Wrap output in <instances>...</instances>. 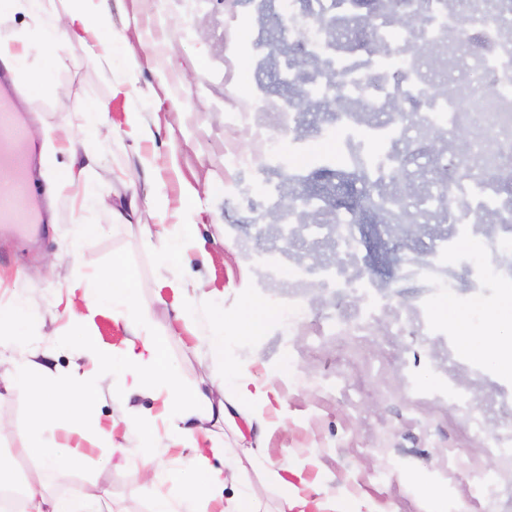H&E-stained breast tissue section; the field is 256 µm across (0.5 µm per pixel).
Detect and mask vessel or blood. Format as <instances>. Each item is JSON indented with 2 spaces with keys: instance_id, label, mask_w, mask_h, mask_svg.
<instances>
[{
  "instance_id": "vessel-or-blood-1",
  "label": "vessel or blood",
  "mask_w": 512,
  "mask_h": 512,
  "mask_svg": "<svg viewBox=\"0 0 512 512\" xmlns=\"http://www.w3.org/2000/svg\"><path fill=\"white\" fill-rule=\"evenodd\" d=\"M13 96L10 80L0 75V182L8 184L0 191V223L26 226L38 221V187L28 173L29 159L22 151L26 129L14 110Z\"/></svg>"
}]
</instances>
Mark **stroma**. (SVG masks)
<instances>
[{
	"label": "stroma",
	"instance_id": "35a3bbf8",
	"mask_svg": "<svg viewBox=\"0 0 512 512\" xmlns=\"http://www.w3.org/2000/svg\"><path fill=\"white\" fill-rule=\"evenodd\" d=\"M103 6L109 25L102 35L29 56L30 69L49 73L55 90L15 81V106L30 121L69 130L97 157L91 178L107 199L150 194L161 205L141 209L135 223L116 224L106 210L82 208L69 189L50 198L52 218L37 238L18 244L0 231V308L26 298L25 332L40 363L58 376L83 375L96 395L92 415L76 413L53 432L56 443L81 449L82 465L47 469L18 454L34 440L29 410L38 387L22 394L0 387V456L24 465L26 477L40 478L53 494L98 491L114 512H150L160 489L135 462L140 441L126 433L125 416L134 412L151 422V444L169 471L165 488L173 491L187 475L189 454L169 421L174 392L207 387L218 400L248 391L263 431L241 435L220 421L209 427L226 451L215 467L236 470L224 496L254 502L258 512H281L288 495L304 501L305 512H506L512 471L501 459L512 456V447L497 457L484 445L512 431V375L475 366L457 354V340L433 329L465 312L482 332L501 298L464 278L449 295L422 290L400 272L408 254L429 259L431 246L448 238L451 264L469 257L492 267L502 263V253L455 237L453 224L432 215L417 216L422 231L415 236L377 232L374 214L362 209L358 182L324 195L318 220L334 223L347 208L358 214L349 271L372 285L377 310L367 313L356 288L301 287L300 268L338 263L336 238L283 240L288 227L276 223L267 192L322 193L325 166L339 158L335 138L320 131L334 124L335 114L315 106L283 127L274 113H257L256 125L288 151L287 167L247 169L229 157L233 150L248 152L255 136V126L231 123L230 114L250 110L261 97L288 96L281 82L287 64H301L307 75L315 70L297 48L277 46L286 23L281 0H104ZM107 44L112 68L104 72L88 55ZM437 53L448 58L452 48L424 49L417 60L429 91L488 90V79L477 73L435 68ZM98 102L109 105L112 122L93 128L85 112ZM130 112L140 114L152 140L137 141L125 121ZM191 196L197 202L189 209ZM158 223L171 236L188 230L189 266L170 270L157 263L140 227ZM87 224L96 227L89 237ZM117 256L164 344L173 389L143 384L118 396L111 373L88 356L84 339L94 336L100 350L117 353L131 343L130 333L108 309H83L77 319L69 314L81 307L85 281L105 277ZM422 295L430 305L420 313L414 301ZM187 298L200 311L223 305L225 329L210 330L203 321L198 328L233 348L238 369L230 382L197 336L172 335L171 306ZM253 299L272 314L258 335L235 337L231 324ZM452 373L471 393L470 407L435 399ZM475 420L483 421V436L471 433ZM272 462L281 476L275 484L265 477Z\"/></svg>",
	"mask_w": 512,
	"mask_h": 512
}]
</instances>
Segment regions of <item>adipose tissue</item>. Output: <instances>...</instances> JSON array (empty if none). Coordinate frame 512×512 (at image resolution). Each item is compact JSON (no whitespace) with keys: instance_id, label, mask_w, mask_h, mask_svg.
I'll use <instances>...</instances> for the list:
<instances>
[{"instance_id":"adipose-tissue-1","label":"adipose tissue","mask_w":512,"mask_h":512,"mask_svg":"<svg viewBox=\"0 0 512 512\" xmlns=\"http://www.w3.org/2000/svg\"><path fill=\"white\" fill-rule=\"evenodd\" d=\"M47 0H0V13L19 12L27 15L35 26L34 32L12 30L0 34V63L12 67L24 63L32 51L57 47L75 36L77 31L94 33L107 25L104 9L83 7L82 0H69L65 13L48 9ZM85 305L93 309H112L122 319L131 335L137 336L140 344L128 347L120 359L101 354V365L105 370H118L115 383L117 392H125L128 381H151L164 384L169 379L163 362L161 341L153 339L143 323L144 311L137 293L131 288L120 264H113L106 282L88 280L85 285ZM503 310L497 320L483 335L472 333L468 316L460 315L452 323V329L461 347L470 355L493 364L501 373L512 374V292L503 299ZM95 396L92 389L79 377L44 394L36 400L29 413V422L35 434L33 445L27 455L41 459L51 467L79 466L81 454L65 448L46 436L53 426L69 419L76 411L92 412ZM242 413L236 398H225L220 407H213L210 397L202 390L183 394L181 404L171 416L172 425L178 426L181 438L193 442L197 431L187 427L189 419L219 420L232 423ZM224 448L194 446L189 459L190 479L183 482L174 494H163L153 503L151 512H208V506L224 487L227 477L212 467L210 457L223 455ZM25 512H112L110 505L94 496L64 498L52 494L36 478L26 482Z\"/></svg>"}]
</instances>
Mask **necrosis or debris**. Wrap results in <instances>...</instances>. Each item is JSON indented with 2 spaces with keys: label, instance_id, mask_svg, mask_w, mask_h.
<instances>
[{
  "label": "necrosis or debris",
  "instance_id": "obj_1",
  "mask_svg": "<svg viewBox=\"0 0 512 512\" xmlns=\"http://www.w3.org/2000/svg\"><path fill=\"white\" fill-rule=\"evenodd\" d=\"M295 2L283 0L288 36L297 40L306 54L323 57L325 62L323 70L308 82L307 93L316 99L339 96L361 102L373 112L410 110L428 131L447 126L451 140L482 157L480 168L466 179L457 172L463 157L457 155L450 161L443 179L454 201L448 216L457 235L480 238L483 248L490 251L502 249L503 240L481 236L477 219L490 212L496 223L512 224V199L498 189L500 181L512 175V37L507 34L512 28V0H490L495 22L482 32V50L457 48L459 66H475L491 82L489 92L468 95L428 93L413 64L414 54L398 53L396 46L407 27L412 28L419 48L446 38L472 0H424L419 7L412 6L410 0H392L391 8L371 15L363 26L368 47L379 50L371 71L360 67L353 52L337 51L330 36L309 24V15L296 14ZM336 122L343 132L339 144L345 165L362 168L376 159L393 165L381 143L405 138L402 126L392 122L376 132L356 130L348 111L337 113Z\"/></svg>",
  "mask_w": 512,
  "mask_h": 512
}]
</instances>
